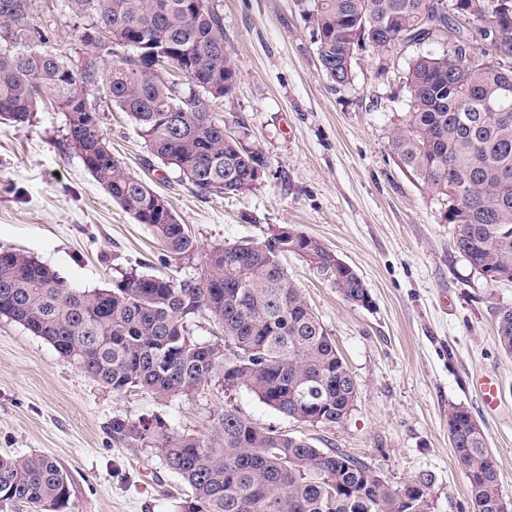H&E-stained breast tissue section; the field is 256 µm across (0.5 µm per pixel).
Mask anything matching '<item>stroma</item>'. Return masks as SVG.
<instances>
[{"mask_svg": "<svg viewBox=\"0 0 512 512\" xmlns=\"http://www.w3.org/2000/svg\"><path fill=\"white\" fill-rule=\"evenodd\" d=\"M238 73L211 110L229 130L246 125L271 167L243 194L202 197L155 158L125 112L97 97L113 155L164 195L198 249L169 259L85 169L66 118L39 107L30 121L0 122V250H20L57 271L68 287L108 288L121 273L197 280L212 248L259 239L288 224L329 247L359 274L373 303L345 301L300 258L288 276L327 328L354 377L358 397L343 424L290 420L246 389L212 388L190 398L113 393L48 342L0 316V455L42 454L66 467L89 512H173L190 492L153 448L113 437V418L161 419L200 434L231 404L255 426L337 448L400 488L429 474L434 512H471L467 480L448 436V406H466L493 449L512 499V356L496 340L495 315L512 306V283L486 287L454 248L434 194L405 173L388 147L407 110L399 76L360 50L350 84L329 81L295 0H212ZM45 41L34 50L79 48V24L64 0H43ZM481 376L497 378L502 401L486 410Z\"/></svg>", "mask_w": 512, "mask_h": 512, "instance_id": "stroma-1", "label": "stroma"}]
</instances>
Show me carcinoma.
I'll list each match as a JSON object with an SVG mask.
<instances>
[{"instance_id":"obj_1","label":"carcinoma","mask_w":512,"mask_h":512,"mask_svg":"<svg viewBox=\"0 0 512 512\" xmlns=\"http://www.w3.org/2000/svg\"><path fill=\"white\" fill-rule=\"evenodd\" d=\"M39 0H0V118L30 121L41 95L65 114L68 138L83 164L163 251L186 259L197 243L167 199L112 154L100 128L94 92L127 113L152 155L202 196L243 194L262 181L269 161L247 134L229 135L207 108L230 96L238 74L224 45V19L209 0H67L86 20L78 36L85 58L34 51L43 36ZM311 28L322 69L338 86L352 80L357 52L381 57L396 45H422L439 10L466 11L462 29L484 56L494 47L512 57V0H296ZM497 26L487 43L482 17ZM104 31L112 41L90 39ZM168 48L171 71L155 73L156 50ZM505 69L456 65L450 50L420 53L403 73L408 112L389 149L402 169L444 201L442 220L455 225V249L488 285L512 283V82ZM188 104L184 112L171 108ZM302 258L347 302L372 304L356 271L319 240L296 242L270 233L213 249L197 282L129 272L112 286L69 288L27 254L0 257V315L22 324L83 373L112 392L190 398L216 387L244 388L300 423L334 427L355 409L357 384L336 343L288 278L283 260ZM205 310L223 331L219 341L195 335L192 318ZM496 338L512 355V307L496 314ZM112 435L152 444L163 465L192 494L175 512H423L432 479L411 494L336 448L262 429L227 405L201 436L161 421L115 417ZM448 433L466 475L472 512H503L497 458L487 436L461 404L448 405ZM0 512H87L71 473L44 455L0 457Z\"/></svg>"}]
</instances>
